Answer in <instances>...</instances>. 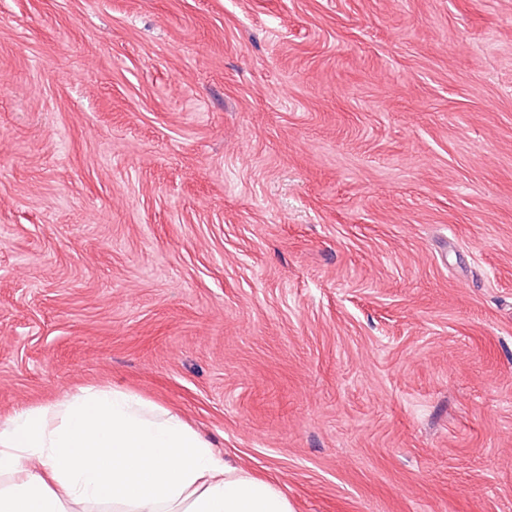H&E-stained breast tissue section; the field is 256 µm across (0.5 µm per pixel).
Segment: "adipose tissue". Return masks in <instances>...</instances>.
Returning <instances> with one entry per match:
<instances>
[{
  "label": "adipose tissue",
  "mask_w": 512,
  "mask_h": 512,
  "mask_svg": "<svg viewBox=\"0 0 512 512\" xmlns=\"http://www.w3.org/2000/svg\"><path fill=\"white\" fill-rule=\"evenodd\" d=\"M293 512L178 415L84 387L0 422V512Z\"/></svg>",
  "instance_id": "1"
}]
</instances>
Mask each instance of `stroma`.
I'll return each mask as SVG.
<instances>
[{
    "mask_svg": "<svg viewBox=\"0 0 512 512\" xmlns=\"http://www.w3.org/2000/svg\"><path fill=\"white\" fill-rule=\"evenodd\" d=\"M83 386L512 512V0H0V421Z\"/></svg>",
    "mask_w": 512,
    "mask_h": 512,
    "instance_id": "stroma-1",
    "label": "stroma"
}]
</instances>
